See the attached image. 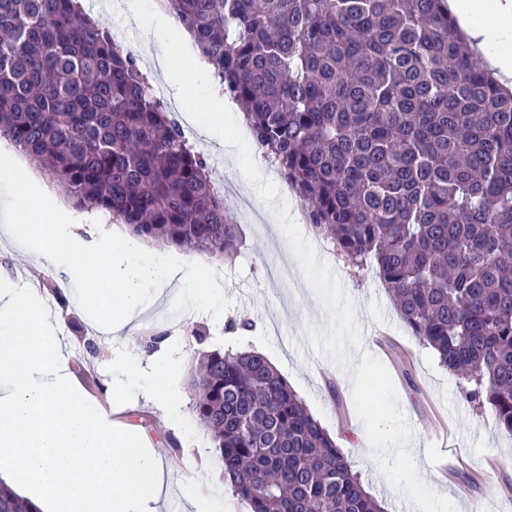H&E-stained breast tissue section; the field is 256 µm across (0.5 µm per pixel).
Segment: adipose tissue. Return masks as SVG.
I'll use <instances>...</instances> for the list:
<instances>
[{
	"mask_svg": "<svg viewBox=\"0 0 512 512\" xmlns=\"http://www.w3.org/2000/svg\"><path fill=\"white\" fill-rule=\"evenodd\" d=\"M448 6L485 66L502 84L512 86V50L501 42L512 30V0H448ZM123 9L151 32L153 40L143 43L142 50L153 53L155 66L175 97L187 102L202 90L210 108L220 113L236 111V104L215 91L211 62L199 53L173 16L144 13L137 0H124ZM0 179L8 183L12 200L0 234L38 257L42 265L82 281V311L130 325L142 310L147 289L162 286L164 278L180 276L181 265L161 266V254L148 247L116 249L106 222L97 215L71 210L27 163L1 159ZM170 371L168 362L159 361L142 379L125 361L112 362L114 378L129 386L145 381L146 394L155 399L169 395Z\"/></svg>",
	"mask_w": 512,
	"mask_h": 512,
	"instance_id": "obj_1",
	"label": "adipose tissue"
}]
</instances>
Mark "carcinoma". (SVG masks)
Here are the masks:
<instances>
[{
	"label": "carcinoma",
	"instance_id": "carcinoma-1",
	"mask_svg": "<svg viewBox=\"0 0 512 512\" xmlns=\"http://www.w3.org/2000/svg\"><path fill=\"white\" fill-rule=\"evenodd\" d=\"M79 0H0V137L78 210L227 260L243 244L206 158ZM315 232L374 267L405 326L512 434V89L444 0H165ZM188 374L247 512H384L254 349ZM0 512H39L0 482Z\"/></svg>",
	"mask_w": 512,
	"mask_h": 512
}]
</instances>
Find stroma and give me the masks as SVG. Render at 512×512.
Listing matches in <instances>:
<instances>
[{
    "label": "stroma",
    "instance_id": "1",
    "mask_svg": "<svg viewBox=\"0 0 512 512\" xmlns=\"http://www.w3.org/2000/svg\"><path fill=\"white\" fill-rule=\"evenodd\" d=\"M239 130L228 118L224 144L197 132L189 139L207 157L213 174L241 185L246 173L230 147ZM279 202L299 205L286 184L269 181L254 199L264 223L237 216L245 242L233 260L218 267L221 298L212 310L199 303L188 277L149 290L135 329L110 331L105 320L78 310L80 284L61 282L54 270L37 267L16 242L1 235L0 276L30 284L44 299L56 317L62 351L96 408L140 433L159 453L170 501L183 503L184 492L193 485L200 494L224 502L227 512H247L224 482L222 462L193 414L185 372L172 375L182 413L180 421L172 422L165 403L113 383L110 359L123 357L141 371L159 357L193 361L198 345L190 332L202 327L210 347H250L266 354L386 512H396L402 500H419L434 510L443 498L447 512H512V434L498 425L491 409L465 399L462 381L407 329L373 269L354 273L306 219L280 223L269 209ZM283 251L294 261V275L274 291L264 271ZM56 284L67 306L53 297ZM233 320L251 322V332L241 336L230 330ZM170 321L177 324V333L164 346L148 349V326L162 333ZM83 332L95 336L101 350L90 363L81 351ZM378 376L386 384L372 399L367 385ZM98 380L108 385L107 395L96 391ZM393 428L411 433L419 448L420 472L409 471L396 454L375 459L374 449L382 447Z\"/></svg>",
    "mask_w": 512,
    "mask_h": 512
}]
</instances>
